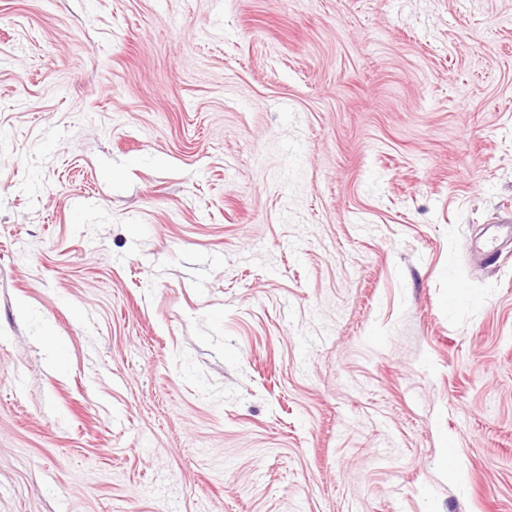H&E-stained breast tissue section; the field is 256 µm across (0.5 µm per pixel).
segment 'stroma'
Returning <instances> with one entry per match:
<instances>
[{
  "mask_svg": "<svg viewBox=\"0 0 512 512\" xmlns=\"http://www.w3.org/2000/svg\"><path fill=\"white\" fill-rule=\"evenodd\" d=\"M500 224L512 0H0V512H512Z\"/></svg>",
  "mask_w": 512,
  "mask_h": 512,
  "instance_id": "obj_1",
  "label": "stroma"
}]
</instances>
